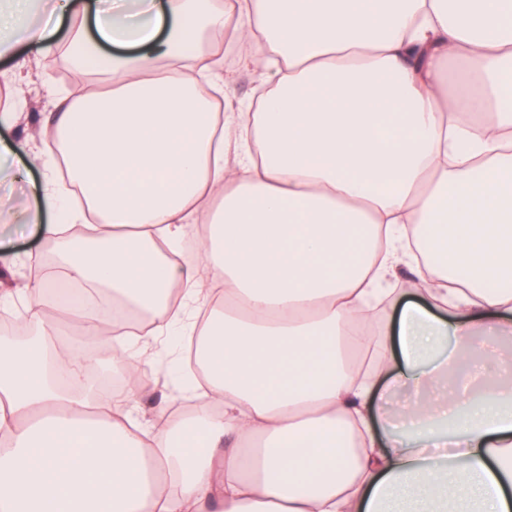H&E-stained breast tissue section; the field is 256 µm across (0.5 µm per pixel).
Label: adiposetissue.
<instances>
[{"instance_id":"adipose-tissue-1","label":"adipose tissue","mask_w":512,"mask_h":512,"mask_svg":"<svg viewBox=\"0 0 512 512\" xmlns=\"http://www.w3.org/2000/svg\"><path fill=\"white\" fill-rule=\"evenodd\" d=\"M30 2L0 82L61 51L101 80L47 89L18 221L108 291L55 307L112 332L126 387L51 342L53 272L1 288L36 333L0 337V512H512V0H43L62 37ZM209 34L266 69L255 110L216 111ZM160 345L196 404L146 422Z\"/></svg>"}]
</instances>
